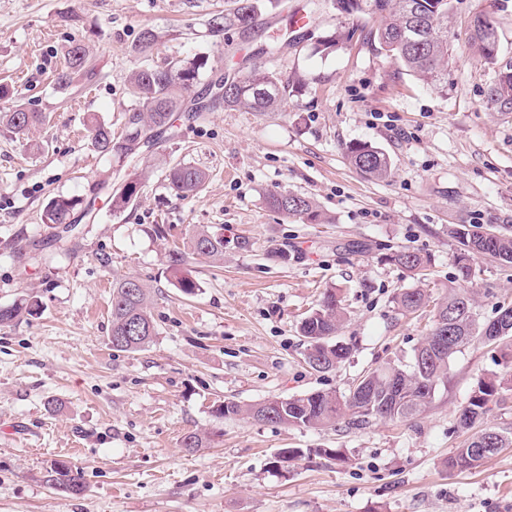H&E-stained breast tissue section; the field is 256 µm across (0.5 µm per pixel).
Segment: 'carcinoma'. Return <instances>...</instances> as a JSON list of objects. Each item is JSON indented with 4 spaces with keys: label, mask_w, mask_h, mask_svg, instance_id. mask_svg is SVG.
<instances>
[{
    "label": "carcinoma",
    "mask_w": 512,
    "mask_h": 512,
    "mask_svg": "<svg viewBox=\"0 0 512 512\" xmlns=\"http://www.w3.org/2000/svg\"><path fill=\"white\" fill-rule=\"evenodd\" d=\"M265 0H235L234 8L224 14L222 25L244 29L245 19L255 20ZM450 0H336V8L346 13L383 14L373 38L406 71L433 86L445 78L448 61V9ZM487 27L472 28L470 47L489 62H494L498 44L494 22L486 18ZM157 44V36L150 28L141 32L133 52L147 58ZM66 67L57 73L56 83L66 91L80 76L92 74L87 51L80 43L67 50ZM205 66L200 58L170 62L164 67L141 66L130 80L131 92L141 103L128 116L124 133L114 140L112 130L102 124L93 129V146L102 155L112 154L120 159L134 158L142 152L144 137H154L171 126L173 114L182 110L188 88L198 81L200 69ZM286 87L276 73L254 69L238 83L224 89V107L230 110L248 109L252 112H270L284 101ZM488 101L503 112H512V69L498 74L488 91ZM40 121L35 112L16 109L1 112L0 122L16 133L31 130ZM351 165L363 176L384 179L388 176V157L367 144L348 148ZM207 175L191 165L178 164L169 170V184L174 192L186 197L198 192ZM141 176L134 173L126 186L112 193V210L129 205L139 192ZM270 208L285 214L300 216L310 223H320L325 215L310 198L294 193H275L267 198ZM80 201L55 197L45 206L42 221L60 224ZM450 233L461 245L458 259V278L467 281L472 276L471 261L477 256H491L512 262V236L479 232L472 224H456ZM190 255L202 256L214 262L224 261V233L219 229H199L189 235L187 250H173L168 254L169 268L177 272ZM390 261L414 275L421 274L429 263L428 257L409 250H399ZM428 301L425 290L416 288L400 293L398 308L406 313L419 310ZM148 288L134 278L112 282V347L120 351L146 348L156 336L149 314ZM33 306L24 302L0 307V325L9 324L21 315L33 314ZM496 314L508 318L495 326L484 321L477 310L474 293L451 287L448 296L437 302L434 325L423 341L413 350L408 365L387 363L364 372L360 382L347 394L311 391L287 398H272L254 405H242L227 400L214 410L219 418L241 417L268 421L294 427L318 429L336 424L341 417H349L348 424L364 428L376 420L401 422L426 409L436 389L448 380L452 355L467 346H488L497 340L512 338V304L499 305ZM344 321L341 301L334 292L324 295L320 307L307 316L300 325L306 339L305 363L310 369L315 360L327 370L335 369L351 354L347 344L333 341ZM496 370L482 373L461 409L458 426L471 429L483 425L465 445L455 449L446 460L450 471H463L480 466L495 455V449L512 447V427L485 424L492 406L498 404L505 392H512V343L499 346L492 357ZM47 482L65 493L78 495L85 491L79 474L64 464L54 465L48 471Z\"/></svg>",
    "instance_id": "1"
}]
</instances>
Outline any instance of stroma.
Here are the masks:
<instances>
[{"label": "stroma", "instance_id": "1", "mask_svg": "<svg viewBox=\"0 0 512 512\" xmlns=\"http://www.w3.org/2000/svg\"><path fill=\"white\" fill-rule=\"evenodd\" d=\"M233 0H0V111L39 112L32 133L0 124V307L33 298L36 314L0 326V512H512V448L467 471L445 462L469 438L457 418L489 348L455 353L430 407L402 422L309 429L217 419L227 400L253 404L308 391L348 393L364 371L408 361L430 331L435 301L456 285V224L512 235V112L487 99L512 64V0H451L445 83L423 85L370 41L375 14H347L333 0H269L254 29L217 27ZM491 14L498 55L469 46L477 11ZM309 18L294 26L296 14ZM159 35L149 60L135 56L143 26ZM354 31L332 53L322 41ZM97 71L66 92L55 85L73 41ZM276 46L268 55L267 46ZM208 64L196 87L253 69L288 87L273 112L205 110L186 100L137 165L96 153L90 128L124 131L138 101L129 77L143 63L191 57ZM367 143L390 159L374 180L348 163ZM188 164L208 179L194 195L170 188L168 170ZM141 191L124 211L111 193L132 172ZM312 198L325 224L270 209L267 197ZM58 195L82 202L72 231L42 222ZM202 227L224 230L223 263L190 257L183 294L167 272L170 251ZM250 245L236 247L238 238ZM410 249L430 255L425 276L388 261ZM469 286L483 319L512 303V263L481 256ZM150 290L157 334L145 349H113L112 282ZM426 289L431 303L398 309V293ZM343 299L337 338L350 358L318 373L304 362L301 320L327 290ZM202 444L185 451L182 440ZM284 448L304 458L279 462ZM341 449L344 461L321 456ZM85 485L52 488L54 462Z\"/></svg>", "mask_w": 512, "mask_h": 512}]
</instances>
